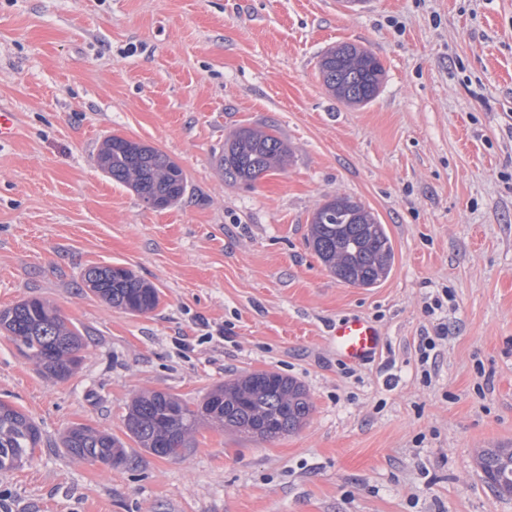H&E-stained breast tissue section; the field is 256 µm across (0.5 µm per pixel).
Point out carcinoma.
Masks as SVG:
<instances>
[{
    "label": "carcinoma",
    "instance_id": "cac0c4a2",
    "mask_svg": "<svg viewBox=\"0 0 512 512\" xmlns=\"http://www.w3.org/2000/svg\"><path fill=\"white\" fill-rule=\"evenodd\" d=\"M318 70L328 92L348 106L372 100L383 80L377 58L354 44L326 51ZM291 157L274 126L265 125L234 132L224 141L218 162L225 182L250 189L269 172L286 169ZM98 166L153 208L175 205L187 191L186 172L176 160L159 148L120 136L103 141ZM308 242L333 276L364 288L386 278L394 260L384 225L364 204L347 195L336 194L316 206ZM83 280L112 307L146 313L159 304L157 288L121 266H91L84 271ZM0 329L48 380L68 378L81 361L84 342L80 331L68 327L41 298L1 309ZM311 413L301 383L276 371H262L227 382L192 406L171 393L139 395L129 407L125 426L139 447L159 457L181 459L203 425L270 440L299 430ZM41 441L40 428L31 417L0 403V471L22 466ZM63 444L81 460L111 467L126 461L123 444L106 431L74 427ZM478 464L497 492L512 494V448H484L478 454Z\"/></svg>",
    "mask_w": 512,
    "mask_h": 512
}]
</instances>
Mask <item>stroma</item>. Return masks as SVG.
Here are the masks:
<instances>
[{"label":"stroma","mask_w":512,"mask_h":512,"mask_svg":"<svg viewBox=\"0 0 512 512\" xmlns=\"http://www.w3.org/2000/svg\"><path fill=\"white\" fill-rule=\"evenodd\" d=\"M344 42L384 69L361 106L318 74ZM1 104L20 130L0 144V309L49 300L85 346L49 381L0 331V400L42 432L0 472V512H512L477 461L512 448V0H356L342 14L336 0H0ZM265 124L288 170L225 183V138ZM112 134L177 160L183 200L153 209L112 182L97 165ZM336 194L392 241L377 287L337 280L308 244ZM97 265L154 285L157 308L95 296L83 273ZM346 316L378 329L376 358L337 354ZM257 371L304 385L300 430L204 427L179 460L127 432L139 391L193 404ZM76 425L121 440L127 464L74 457L62 438Z\"/></svg>","instance_id":"stroma-1"}]
</instances>
